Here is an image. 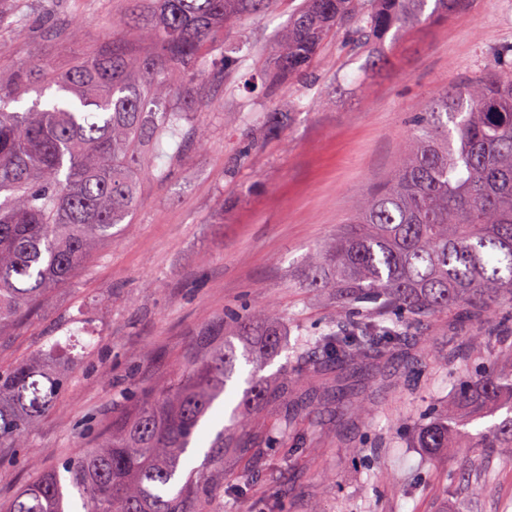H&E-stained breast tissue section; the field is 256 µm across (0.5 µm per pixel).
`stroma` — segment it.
<instances>
[{
  "label": "stroma",
  "instance_id": "stroma-1",
  "mask_svg": "<svg viewBox=\"0 0 512 512\" xmlns=\"http://www.w3.org/2000/svg\"><path fill=\"white\" fill-rule=\"evenodd\" d=\"M300 2L276 0L216 34L213 57L234 48L243 65L229 73L205 65L190 90L161 106L170 112L190 100L207 103V142H196L185 121L164 137L139 179L130 223L117 226L71 281L0 333V366L41 353L51 337L60 343L58 370L68 378L25 447L0 444L1 504L91 447L130 405L175 379L207 343L222 340L225 326L245 311L272 305L281 312L283 348L261 371L279 386L334 319L329 295L305 286L308 254L332 238L358 196L387 176L430 96L477 75L495 50L512 45V0H462L448 17L391 30L366 51L329 45L306 77L265 82L271 36ZM135 7L136 0H14L0 18V83L35 60L66 71L112 43L145 52L136 32L112 25ZM286 101L297 110L281 137L265 138L264 117ZM251 370L237 359L202 421L205 438L190 467L203 466L210 439L231 426ZM296 386L317 388L326 400L341 390L360 395L376 413L368 422H340L316 409L289 431L274 426L280 401L249 411L237 437L262 460L225 449L224 505L232 512H355L359 505L368 512H499L512 497L511 463H498L496 481L471 499L445 487L481 449L433 455L411 447L412 422L452 401L459 387L442 360H427L412 382L395 355L327 365L322 384L302 377Z\"/></svg>",
  "mask_w": 512,
  "mask_h": 512
}]
</instances>
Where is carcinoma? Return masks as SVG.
<instances>
[{
    "instance_id": "carcinoma-1",
    "label": "carcinoma",
    "mask_w": 512,
    "mask_h": 512,
    "mask_svg": "<svg viewBox=\"0 0 512 512\" xmlns=\"http://www.w3.org/2000/svg\"><path fill=\"white\" fill-rule=\"evenodd\" d=\"M131 23L162 57H132L112 45L59 76L46 61L37 74L53 90L23 112L5 110L13 89L0 85V330L18 312L70 280L88 256L112 237V227L138 204V173L146 150L158 149L181 121L207 109L155 112V103L199 76L209 37L273 0H142ZM428 0H302L273 35L276 56L264 70L270 83L304 75L324 44L336 38L360 50L396 26L425 15ZM311 286L325 289L336 326L315 339L316 355L298 367L314 374L323 363L363 364L412 340L443 314L462 310L476 321L466 349L500 351L511 366L470 377L443 412L412 430L417 448H494L512 461V324L485 318L512 309V48L479 75L431 97L403 150L379 187L361 195L348 226L307 259ZM282 317L264 307L235 317L232 337L254 336L243 356L280 347ZM52 343L41 355L0 370V442L24 445L38 419L54 406L66 379ZM237 360L224 339L185 374L149 393L112 421L63 471H47L22 489L4 512H68L61 473L78 492L83 512H224V449L251 460L217 433L208 467L185 471L193 437ZM288 374L275 391L255 375L243 405H283L291 425L303 400H289ZM506 410L498 423L473 434L465 426ZM493 480L472 463L470 495Z\"/></svg>"
}]
</instances>
